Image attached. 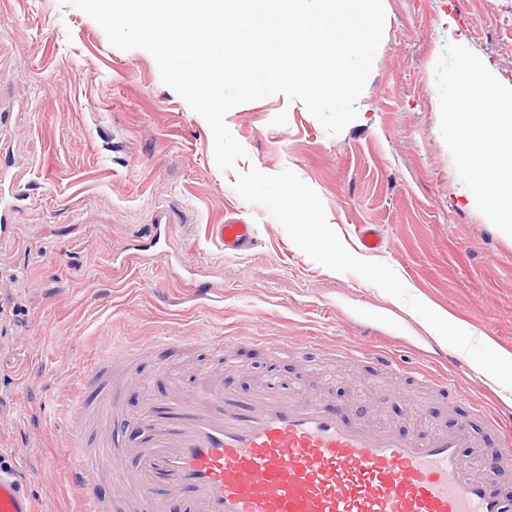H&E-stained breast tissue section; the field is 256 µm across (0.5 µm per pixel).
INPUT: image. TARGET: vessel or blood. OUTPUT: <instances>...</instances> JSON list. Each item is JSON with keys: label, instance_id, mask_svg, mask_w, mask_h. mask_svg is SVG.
Segmentation results:
<instances>
[{"label": "vessel or blood", "instance_id": "obj_1", "mask_svg": "<svg viewBox=\"0 0 512 512\" xmlns=\"http://www.w3.org/2000/svg\"><path fill=\"white\" fill-rule=\"evenodd\" d=\"M254 227L235 216L218 225L225 254L246 250ZM134 348L108 344L86 368L82 385L94 404L77 402L66 420L72 439V477L83 490L82 512H106L97 494V462L87 461L86 409L98 426L120 420L123 409L107 378ZM134 428L142 441L141 512H164L185 499L188 512H512V495L496 483L512 470L504 451L495 471L479 470L467 455V422L452 431L405 436L367 423L357 408L305 399L279 382L241 395L234 387L171 392L146 399ZM113 494L123 497L133 477L112 456ZM163 486L166 499L150 496ZM0 512H34L13 474L0 472Z\"/></svg>", "mask_w": 512, "mask_h": 512}]
</instances>
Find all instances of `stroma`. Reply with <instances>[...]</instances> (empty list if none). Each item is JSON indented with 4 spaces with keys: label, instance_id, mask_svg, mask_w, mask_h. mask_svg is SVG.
Listing matches in <instances>:
<instances>
[{
    "label": "stroma",
    "instance_id": "stroma-1",
    "mask_svg": "<svg viewBox=\"0 0 512 512\" xmlns=\"http://www.w3.org/2000/svg\"><path fill=\"white\" fill-rule=\"evenodd\" d=\"M383 38L358 117L329 134L299 102L274 94L225 118L245 148L219 169L205 119L165 86L154 57L110 45L102 28L61 0H0V170L25 187L27 208L0 233V454H20L35 512H81L70 479L65 420L86 366L108 340L161 335L241 337L230 358L204 346L141 355L133 376L113 375L128 416L148 393L233 381L241 394L275 380L304 397L359 401L371 422L413 433L450 427L472 402L512 411L471 357L446 362L401 300L353 272L301 251L268 209L235 190L239 173L292 170L321 198L352 254L372 224L407 291L512 352V238L478 211L440 133L435 66L462 45L512 87V0H382ZM168 224L161 238L157 212ZM237 214L255 241L225 256L216 226ZM140 240L151 262L116 255ZM217 282L197 299L195 278ZM263 336L314 342L309 357L271 353ZM396 353L408 374L400 397L380 367L343 358L345 347ZM447 377L451 393L416 376Z\"/></svg>",
    "mask_w": 512,
    "mask_h": 512
}]
</instances>
